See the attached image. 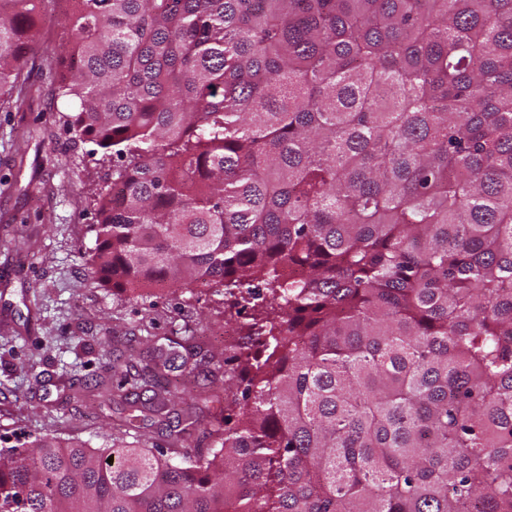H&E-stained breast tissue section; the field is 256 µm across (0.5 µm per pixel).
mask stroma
<instances>
[{"instance_id":"obj_1","label":"stroma","mask_w":512,"mask_h":512,"mask_svg":"<svg viewBox=\"0 0 512 512\" xmlns=\"http://www.w3.org/2000/svg\"><path fill=\"white\" fill-rule=\"evenodd\" d=\"M30 53L28 92L0 106V448L35 436L80 439L92 448L161 445L152 422L127 434L128 410L76 404L83 384L126 364L135 346L148 363L165 337L193 336L209 356L193 389L202 408L189 454L214 447L210 424L223 418L208 373L238 351L251 307L224 319V296L204 287L154 290L133 298L86 285L97 222L94 196L112 181L92 143L74 141L71 107L53 88L65 23L58 0H41ZM151 332L153 342L143 341Z\"/></svg>"}]
</instances>
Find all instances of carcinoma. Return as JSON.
Listing matches in <instances>:
<instances>
[{"label":"carcinoma","mask_w":512,"mask_h":512,"mask_svg":"<svg viewBox=\"0 0 512 512\" xmlns=\"http://www.w3.org/2000/svg\"><path fill=\"white\" fill-rule=\"evenodd\" d=\"M74 2L91 281L241 295L257 338L210 452L171 339L95 384L168 447L0 448V512H512V0ZM36 14L0 6L3 104Z\"/></svg>","instance_id":"cac0c4a2"}]
</instances>
